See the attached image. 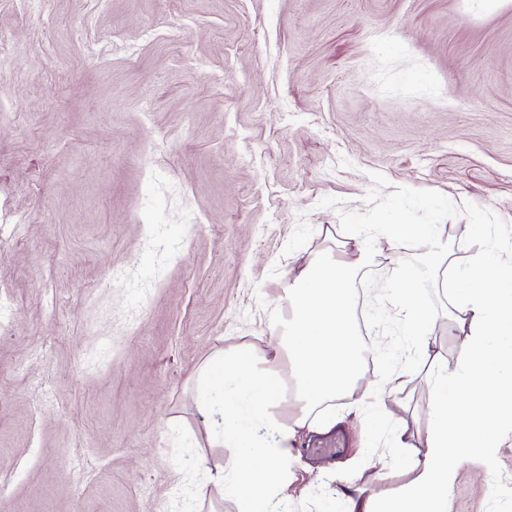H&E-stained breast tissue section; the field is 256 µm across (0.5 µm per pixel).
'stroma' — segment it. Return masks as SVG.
<instances>
[{"instance_id":"35a3bbf8","label":"stroma","mask_w":512,"mask_h":512,"mask_svg":"<svg viewBox=\"0 0 512 512\" xmlns=\"http://www.w3.org/2000/svg\"><path fill=\"white\" fill-rule=\"evenodd\" d=\"M1 34L0 512H241L194 492L229 457L258 463L211 442L198 373L244 344L270 359L296 252L438 224L461 261L487 224L512 258V0H0ZM446 279L422 286L438 357L383 408L327 404L288 512L410 481L427 377L457 364ZM390 285L373 258L355 306ZM359 333L381 381L403 338ZM448 512H512L511 433Z\"/></svg>"}]
</instances>
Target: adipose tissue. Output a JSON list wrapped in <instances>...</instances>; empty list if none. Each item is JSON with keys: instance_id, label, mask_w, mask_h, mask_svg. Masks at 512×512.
<instances>
[{"instance_id": "ef3b65f1", "label": "adipose tissue", "mask_w": 512, "mask_h": 512, "mask_svg": "<svg viewBox=\"0 0 512 512\" xmlns=\"http://www.w3.org/2000/svg\"><path fill=\"white\" fill-rule=\"evenodd\" d=\"M409 242L423 246V259L412 267H395L390 307L407 341L393 351L397 367L383 383L363 387L350 275L376 253L394 259ZM444 264L451 271L448 324L461 337L458 363L452 368L437 363L429 376L433 428L425 449L406 462L413 479L383 507L359 489L340 498L344 512H448V491L468 476V463L488 458L495 438L512 430V260L481 249L464 264L449 262L436 224L400 225L382 240L359 233L343 259L316 257L290 274L287 287L270 303V326L286 368L273 362L259 366L246 345L201 369V381L214 376L224 388V419L213 425L212 437L228 448L249 443L261 458L252 467L233 458L217 471L213 480L225 494L244 501L247 512H287L278 493L288 481L284 463L299 430L319 434L334 426L314 416V409L358 386L379 400L414 380V344L433 333L420 286ZM290 387L302 408L295 416L278 417L276 409Z\"/></svg>"}]
</instances>
